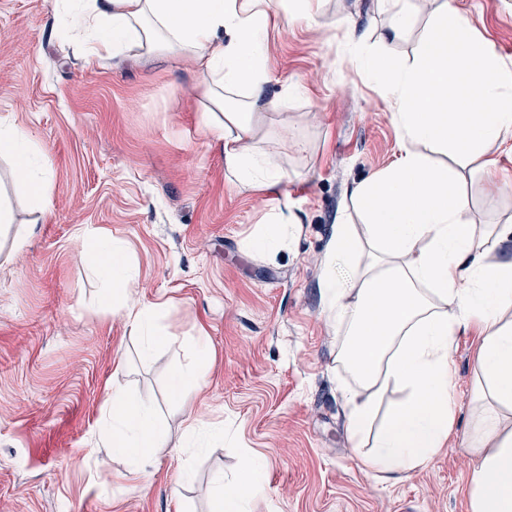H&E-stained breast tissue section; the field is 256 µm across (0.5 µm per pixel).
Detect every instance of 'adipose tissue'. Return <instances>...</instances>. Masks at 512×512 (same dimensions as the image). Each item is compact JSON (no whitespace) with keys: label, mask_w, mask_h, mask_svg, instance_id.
<instances>
[{"label":"adipose tissue","mask_w":512,"mask_h":512,"mask_svg":"<svg viewBox=\"0 0 512 512\" xmlns=\"http://www.w3.org/2000/svg\"><path fill=\"white\" fill-rule=\"evenodd\" d=\"M318 0H86L81 23L90 54L138 48L170 60L191 58L208 106L202 133L224 148V164L241 182L267 190L286 176L273 153L253 139L264 113L277 111L267 52L271 22H316ZM430 30L413 60L395 69L365 55L367 77L393 109L403 151L387 170L355 184L350 202L364 234L337 224L323 281L328 309L348 339L341 362L357 386L344 389L348 433L361 466L390 479L416 470L444 448L456 426L451 351L459 332H473L475 384L468 447L480 458L471 478L469 512H512V262L495 253L508 224H478L456 182L462 171L489 172L492 145L512 141V67L478 40L457 0H433ZM448 149L453 167L436 166L425 147ZM29 136L0 117V154L15 158L16 179L48 207L47 183L35 179ZM82 257L107 282L102 308L122 300L145 353L166 344L153 326L159 307L131 300L134 278L120 246L83 232ZM404 393L373 441H366L381 399ZM113 453L146 462L168 434L142 400L113 390L104 414ZM258 470L246 469L232 492L212 489L213 512H248L263 496Z\"/></svg>","instance_id":"adipose-tissue-1"}]
</instances>
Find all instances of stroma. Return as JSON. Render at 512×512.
Wrapping results in <instances>:
<instances>
[{"label":"stroma","mask_w":512,"mask_h":512,"mask_svg":"<svg viewBox=\"0 0 512 512\" xmlns=\"http://www.w3.org/2000/svg\"><path fill=\"white\" fill-rule=\"evenodd\" d=\"M478 36L512 65V0H458ZM79 0H0V116L31 138L46 173L41 210L0 157V512H211L216 479L250 463L266 492L254 512H468L479 460L462 440L475 338L459 334L456 429L420 469L383 481L352 453L338 360L345 330L322 290L324 256L352 186L401 153L391 110L360 59L411 62L429 20L394 34L381 0H323L317 24L271 31L267 48L299 94L268 114L255 145L287 175L275 190L240 183L224 148L200 132L191 59L130 50L90 55L73 28ZM493 173H465L479 224L512 221V142L491 146ZM297 222L270 257L253 240L279 209ZM111 235L135 272L134 297L162 303L171 343L151 357L123 311L99 307L101 282L78 254V229ZM23 237V248L14 240ZM212 354L189 408L168 393L174 369ZM120 386L169 435L150 463L113 455L99 435ZM221 429L184 444L187 414Z\"/></svg>","instance_id":"35a3bbf8"}]
</instances>
